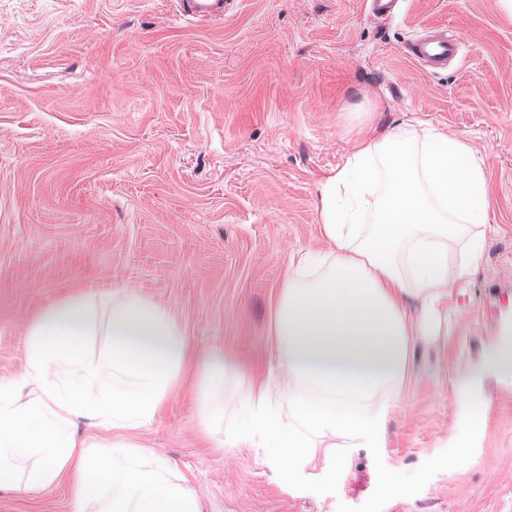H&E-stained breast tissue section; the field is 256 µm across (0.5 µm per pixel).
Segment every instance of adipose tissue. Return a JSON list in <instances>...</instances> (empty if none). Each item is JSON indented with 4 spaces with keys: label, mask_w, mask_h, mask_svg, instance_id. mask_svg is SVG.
<instances>
[{
    "label": "adipose tissue",
    "mask_w": 512,
    "mask_h": 512,
    "mask_svg": "<svg viewBox=\"0 0 512 512\" xmlns=\"http://www.w3.org/2000/svg\"><path fill=\"white\" fill-rule=\"evenodd\" d=\"M491 207L470 144L432 124L358 140L321 186L324 248L290 261L271 313L270 373L245 374L230 354L196 355L182 323L141 294L74 290L26 327L21 373L0 381V489L66 488L72 512H203L176 465L135 437L188 390L199 431L217 448H265L290 494L343 482L351 453H379L406 384L412 337L427 335L481 258L473 227ZM460 258L449 264L451 246ZM423 303L419 317L407 296ZM456 450L474 461L486 422L480 390L460 382ZM91 431L77 432L78 421ZM317 477L306 467L325 439Z\"/></svg>",
    "instance_id": "1"
}]
</instances>
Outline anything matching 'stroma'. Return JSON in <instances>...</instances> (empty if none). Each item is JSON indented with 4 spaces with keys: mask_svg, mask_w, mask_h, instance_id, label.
Returning <instances> with one entry per match:
<instances>
[{
    "mask_svg": "<svg viewBox=\"0 0 512 512\" xmlns=\"http://www.w3.org/2000/svg\"><path fill=\"white\" fill-rule=\"evenodd\" d=\"M439 29L462 59L428 73L409 42ZM421 122L466 139L491 197L483 250L415 337L387 446L356 449L332 493H288L260 451H217L186 399L143 440L203 512H512V386L486 362L512 337V13L500 0H224L220 22L177 0H0V378L26 322L74 289L135 290L200 349L268 367L271 303L291 256L323 248L318 187L355 132ZM477 376L486 428L467 469L428 466L457 438L456 388ZM401 467L408 489L391 494ZM0 512H71L64 489Z\"/></svg>",
    "mask_w": 512,
    "mask_h": 512,
    "instance_id": "1",
    "label": "stroma"
}]
</instances>
